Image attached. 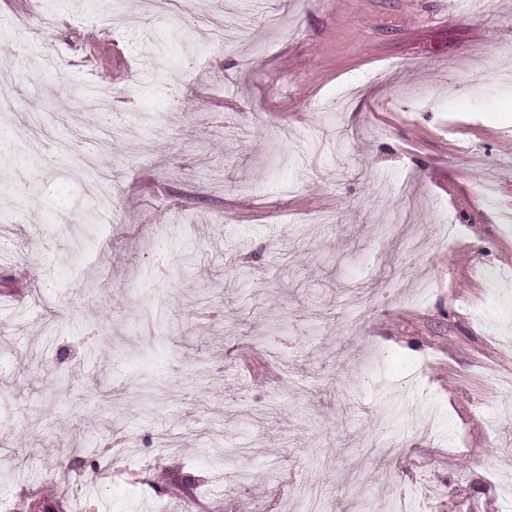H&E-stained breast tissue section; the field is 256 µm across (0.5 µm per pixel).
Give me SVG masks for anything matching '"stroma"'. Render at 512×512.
<instances>
[{"label": "stroma", "mask_w": 512, "mask_h": 512, "mask_svg": "<svg viewBox=\"0 0 512 512\" xmlns=\"http://www.w3.org/2000/svg\"><path fill=\"white\" fill-rule=\"evenodd\" d=\"M245 4L0 0V512H512V0Z\"/></svg>", "instance_id": "stroma-1"}]
</instances>
